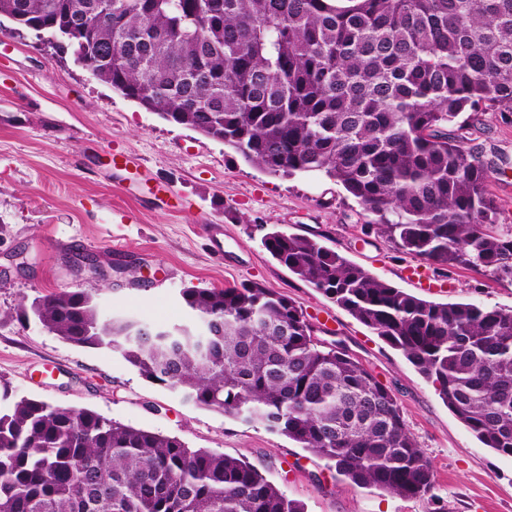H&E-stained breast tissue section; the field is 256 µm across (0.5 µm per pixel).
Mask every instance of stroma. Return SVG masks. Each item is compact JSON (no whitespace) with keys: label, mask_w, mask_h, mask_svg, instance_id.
I'll use <instances>...</instances> for the list:
<instances>
[{"label":"stroma","mask_w":512,"mask_h":512,"mask_svg":"<svg viewBox=\"0 0 512 512\" xmlns=\"http://www.w3.org/2000/svg\"><path fill=\"white\" fill-rule=\"evenodd\" d=\"M472 145L493 163L499 223L512 225V114L488 112ZM125 153L122 168L112 155ZM374 215L322 175L274 176L222 142L160 119L92 78L71 55L0 22V387L176 436L248 461L305 512H512V458L485 447L405 358L277 263L263 226L319 239L374 277L414 295L423 267L446 288L436 302L512 309V284L470 269L436 271L367 232ZM109 253L125 272L95 282L74 253ZM260 284L300 306L319 338L385 385L430 461L423 498L351 485L324 460L263 424H246L153 384L119 354L69 344L26 319L22 303L96 288L102 315L190 324L188 287Z\"/></svg>","instance_id":"stroma-1"}]
</instances>
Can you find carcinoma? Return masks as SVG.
I'll list each match as a JSON object with an SVG mask.
<instances>
[{
	"instance_id": "carcinoma-1",
	"label": "carcinoma",
	"mask_w": 512,
	"mask_h": 512,
	"mask_svg": "<svg viewBox=\"0 0 512 512\" xmlns=\"http://www.w3.org/2000/svg\"><path fill=\"white\" fill-rule=\"evenodd\" d=\"M2 16L57 37L112 90L251 165L335 181L399 252L512 284L492 163L462 133L486 112L512 113V0H0ZM261 244L512 458V309L423 299L307 236L274 228ZM94 292L38 296L25 314L200 407L264 424L358 487L433 488L390 391L275 291L182 289L203 337L107 318ZM2 399L0 512H304L247 461L90 409L6 389Z\"/></svg>"
}]
</instances>
